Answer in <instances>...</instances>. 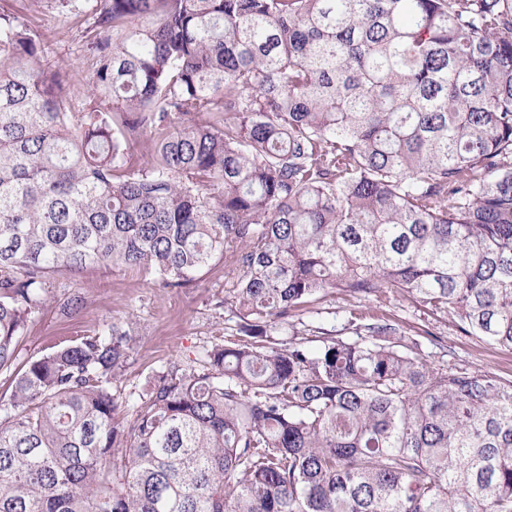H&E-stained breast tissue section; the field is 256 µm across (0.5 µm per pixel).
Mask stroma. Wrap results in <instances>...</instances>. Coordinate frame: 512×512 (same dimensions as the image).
<instances>
[{
  "mask_svg": "<svg viewBox=\"0 0 512 512\" xmlns=\"http://www.w3.org/2000/svg\"><path fill=\"white\" fill-rule=\"evenodd\" d=\"M22 12L41 48L49 71L60 73L70 91L66 109L80 112L86 98L87 72L81 60L82 46L91 19L82 9L62 0H0V13ZM52 295H78L83 306L65 317L46 306L30 324L18 347L20 359L37 357L77 332L94 330L113 322H131L136 327L133 353L112 382V392L121 399H137L149 391L152 379L167 363H189L203 347L223 334L235 331L239 319L223 299L228 294L223 264L206 270L191 288H166L152 274L122 267H91L54 280ZM359 309L403 321L404 325L431 330L440 347L422 343L424 354L435 363L512 380V350L487 343L466 333L460 323L435 316L388 291L379 296L348 297L328 293L313 305L312 312L299 313L293 324L322 327L348 339L349 312Z\"/></svg>",
  "mask_w": 512,
  "mask_h": 512,
  "instance_id": "35a3bbf8",
  "label": "stroma"
}]
</instances>
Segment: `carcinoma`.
I'll return each mask as SVG.
<instances>
[{
    "label": "carcinoma",
    "mask_w": 512,
    "mask_h": 512,
    "mask_svg": "<svg viewBox=\"0 0 512 512\" xmlns=\"http://www.w3.org/2000/svg\"><path fill=\"white\" fill-rule=\"evenodd\" d=\"M88 105L0 14V512H512V380L410 329L288 317L402 293L512 349V0H96ZM224 261L238 336L131 415L109 324L25 362L51 279Z\"/></svg>",
    "instance_id": "cac0c4a2"
}]
</instances>
